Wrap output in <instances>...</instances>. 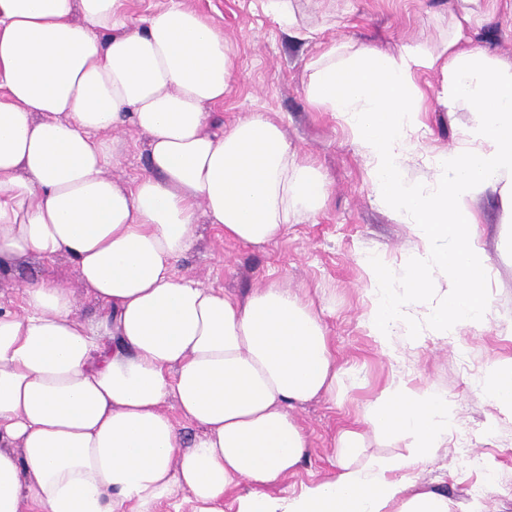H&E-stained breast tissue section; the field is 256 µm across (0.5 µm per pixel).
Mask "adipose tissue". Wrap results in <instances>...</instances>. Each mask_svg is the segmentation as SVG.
I'll use <instances>...</instances> for the list:
<instances>
[{"instance_id":"adipose-tissue-1","label":"adipose tissue","mask_w":512,"mask_h":512,"mask_svg":"<svg viewBox=\"0 0 512 512\" xmlns=\"http://www.w3.org/2000/svg\"><path fill=\"white\" fill-rule=\"evenodd\" d=\"M479 2L458 0L439 49L331 44L309 64L308 97L345 121L376 199L417 240L398 287L361 260L367 326L392 356L397 337L445 340L489 315L470 202L497 193L512 219V67L463 47ZM121 6L0 0V270L67 256L105 308L81 320L69 289L41 278L23 284L20 312H0V512H224L229 496L236 512H458L415 477L439 457L453 410L401 379L335 436L328 478L268 493L311 453L293 409L343 382L323 312L276 281L238 299L174 265L202 217L226 239L275 242L323 207L324 181L264 113L217 122L235 74L209 17L173 4L132 28ZM423 70L441 72L440 104L472 121L409 180ZM129 126L148 137L151 172L125 187L108 170ZM481 391L511 419L512 360L488 365ZM170 398L202 435L185 441L162 409ZM372 436L410 453L367 454Z\"/></svg>"}]
</instances>
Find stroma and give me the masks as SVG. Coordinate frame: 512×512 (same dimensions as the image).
Returning a JSON list of instances; mask_svg holds the SVG:
<instances>
[{"instance_id":"stroma-1","label":"stroma","mask_w":512,"mask_h":512,"mask_svg":"<svg viewBox=\"0 0 512 512\" xmlns=\"http://www.w3.org/2000/svg\"><path fill=\"white\" fill-rule=\"evenodd\" d=\"M181 2L211 18L230 46L235 79L216 108L220 122L229 126L249 113H266L302 156L316 161L325 180L323 209L304 223L289 225L275 243L255 248L234 242L225 239L218 225L203 221L195 227L194 247L174 266L177 276L237 296L275 279L325 310L336 363L347 376L335 399L320 398L294 409L293 417L315 453L286 481L272 486L271 494L288 496L325 479L337 430L362 418L380 390L398 377L412 387L447 396L455 426L469 431V454L481 462L474 469L459 466L457 440L449 438L446 453L419 470L420 483L456 502H479L480 512H512L507 489L512 483V421L504 418L489 425L493 409L478 389L492 361L512 359V244L505 237L499 198L488 191L471 202L478 216L475 239L490 257L492 309L486 326L408 345L398 358H388L365 323L371 300L360 260L373 256L402 274L415 248L413 229L376 200L371 163L344 122L333 113L316 111L306 93L308 64L319 43L367 44L389 53L415 41L435 48L456 22L455 0H296L300 22L321 30L316 43L288 37L267 14L266 0ZM489 9V20L468 31L469 43L489 62L512 65V0H491ZM417 81L427 108L424 151H446L469 125L471 114L440 105V72H422ZM123 139V155L109 173L129 185L150 172L148 140L130 126ZM35 278L69 288L81 319L102 314L101 304L87 293L74 264L64 256L51 263L29 256L1 272L0 311H19L21 286Z\"/></svg>"}]
</instances>
